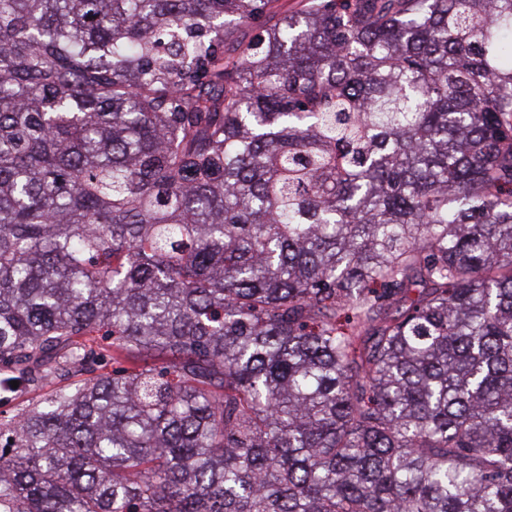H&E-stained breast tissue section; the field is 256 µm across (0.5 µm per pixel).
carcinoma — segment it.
<instances>
[{
    "instance_id": "cac0c4a2",
    "label": "carcinoma",
    "mask_w": 512,
    "mask_h": 512,
    "mask_svg": "<svg viewBox=\"0 0 512 512\" xmlns=\"http://www.w3.org/2000/svg\"><path fill=\"white\" fill-rule=\"evenodd\" d=\"M276 2L0 0V512H512V0ZM79 378H81V376H74L69 381L53 380L45 383L39 388H28L21 386L7 401H2V403H0V411L4 415L17 414L22 410L32 406V404H35L39 400L43 399L57 387L66 385L71 381L77 380Z\"/></svg>"
}]
</instances>
